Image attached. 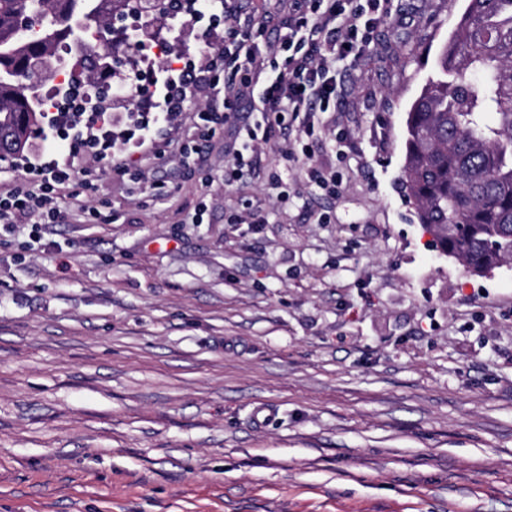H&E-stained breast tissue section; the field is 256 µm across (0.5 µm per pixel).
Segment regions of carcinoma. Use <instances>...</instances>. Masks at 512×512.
Here are the masks:
<instances>
[{
    "label": "carcinoma",
    "instance_id": "cac0c4a2",
    "mask_svg": "<svg viewBox=\"0 0 512 512\" xmlns=\"http://www.w3.org/2000/svg\"><path fill=\"white\" fill-rule=\"evenodd\" d=\"M145 0H0V144L28 143L43 115L34 78L72 55L77 85L104 99V33ZM406 117L404 180L419 223L467 271L512 259V0H466Z\"/></svg>",
    "mask_w": 512,
    "mask_h": 512
}]
</instances>
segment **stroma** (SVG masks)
<instances>
[{"label":"stroma","mask_w":512,"mask_h":512,"mask_svg":"<svg viewBox=\"0 0 512 512\" xmlns=\"http://www.w3.org/2000/svg\"><path fill=\"white\" fill-rule=\"evenodd\" d=\"M466 0H395L313 164L224 184L197 89L76 215L0 224V512H512V264L467 273L401 185L407 111ZM296 189L280 203L266 182ZM261 203L262 224H232ZM202 223H192L196 208Z\"/></svg>","instance_id":"35a3bbf8"}]
</instances>
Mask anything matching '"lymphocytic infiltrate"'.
Returning <instances> with one entry per match:
<instances>
[{"label":"lymphocytic infiltrate","mask_w":512,"mask_h":512,"mask_svg":"<svg viewBox=\"0 0 512 512\" xmlns=\"http://www.w3.org/2000/svg\"><path fill=\"white\" fill-rule=\"evenodd\" d=\"M280 25L272 15L236 16L224 8V44L204 45L200 54L174 53L173 61L154 69L150 77L133 72L119 92L149 87V111L138 113L132 126L112 129V115L79 107L54 112L47 118L43 140L51 148L67 146L64 155L26 167V177L0 189V224H28L39 228L62 222L67 211L68 185L81 159L109 160L116 152H136L151 142L161 124L170 123L178 106L177 95L203 82V74L222 68L237 74L239 82H208L213 95L224 98L225 114H233L242 99H250L258 114L249 125L237 127L228 147L224 183L232 185L244 171L255 168L259 132L279 129L294 132L281 150L286 162L300 164L308 182L335 193V172L311 165L307 139L319 116L336 109L344 63L355 48L375 40L380 21L392 13L393 0H287Z\"/></svg>","instance_id":"obj_1"}]
</instances>
